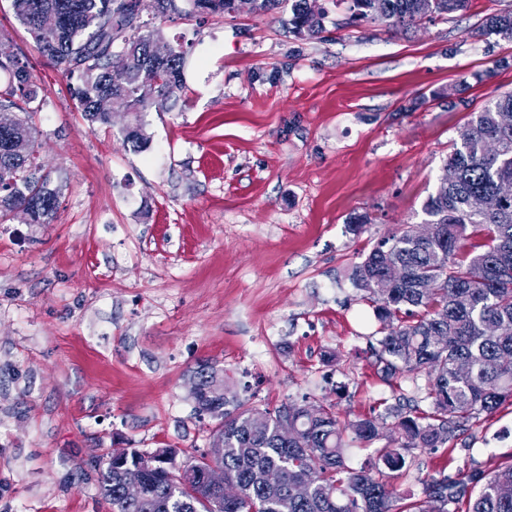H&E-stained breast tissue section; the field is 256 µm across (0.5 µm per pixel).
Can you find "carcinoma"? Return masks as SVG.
I'll return each instance as SVG.
<instances>
[{"label": "carcinoma", "instance_id": "carcinoma-1", "mask_svg": "<svg viewBox=\"0 0 512 512\" xmlns=\"http://www.w3.org/2000/svg\"><path fill=\"white\" fill-rule=\"evenodd\" d=\"M155 2L151 10L142 0H11V6L38 52L71 81L84 119L108 128L113 109L161 112L185 88L186 51L144 19L177 11L176 0ZM187 2L188 17L224 16V0ZM285 4L292 33L317 39L326 31L317 0H257L256 13ZM468 6L469 0H350L348 9L355 22L387 21L404 32L429 13L433 21L446 19ZM45 13L60 17L54 28H43ZM481 34L512 40V12L487 15ZM157 45L168 47V55H156ZM43 104L20 48L0 32V114L9 119L0 126V224L19 216L51 223L66 187L38 162L33 116ZM124 138L140 146L147 141L144 124L126 126ZM445 165L456 179L438 180L424 205L429 234L403 225L350 275L379 323L383 377L425 373L418 391L428 409L387 405L342 429L331 408L251 405L227 390L224 370L202 364L193 371L194 402L199 414L217 421L211 439L223 448L183 462L170 446L130 448L124 467L91 463L111 512H452L471 493L468 512H512V496L501 493L512 488V463L432 480L414 504L405 503L395 483L411 450L442 448L469 420L512 400V199L495 210L483 205L501 180L512 181V93L473 113ZM391 428L397 438L377 449L370 467L348 465L349 444H372ZM213 468L224 470L237 495L225 497L206 481ZM130 478L142 484L138 499L124 495Z\"/></svg>", "mask_w": 512, "mask_h": 512}]
</instances>
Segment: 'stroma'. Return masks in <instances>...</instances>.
<instances>
[{"instance_id": "obj_1", "label": "stroma", "mask_w": 512, "mask_h": 512, "mask_svg": "<svg viewBox=\"0 0 512 512\" xmlns=\"http://www.w3.org/2000/svg\"><path fill=\"white\" fill-rule=\"evenodd\" d=\"M318 39L287 9L161 25L187 53L173 110L143 115L139 148L120 110L90 128L68 81L0 0V30L39 94L40 161L67 177L52 223L0 224V512H111L90 467L112 448L203 453L191 372L224 369L240 398L335 405L340 426L416 397L383 380L373 310L353 265L423 206L471 113L512 92V41L479 32L512 0L395 33L350 19ZM365 214L359 233L347 220ZM397 478L425 481L512 462V401Z\"/></svg>"}]
</instances>
